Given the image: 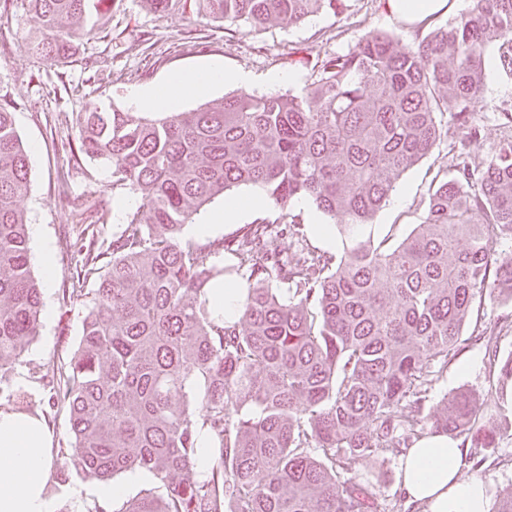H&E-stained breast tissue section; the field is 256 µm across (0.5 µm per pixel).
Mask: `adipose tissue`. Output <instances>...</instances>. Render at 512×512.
I'll list each match as a JSON object with an SVG mask.
<instances>
[{"instance_id":"ef3b65f1","label":"adipose tissue","mask_w":512,"mask_h":512,"mask_svg":"<svg viewBox=\"0 0 512 512\" xmlns=\"http://www.w3.org/2000/svg\"><path fill=\"white\" fill-rule=\"evenodd\" d=\"M447 0H384L390 16L410 25L434 20ZM250 77L210 63L171 76L163 86L130 91L137 109L168 111L184 99ZM53 438L43 421L29 414L0 410V512H54L46 492ZM463 450L444 434H428L415 443L401 466L402 487L422 512H488L484 484L461 474Z\"/></svg>"}]
</instances>
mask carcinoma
<instances>
[{"label":"carcinoma","instance_id":"obj_1","mask_svg":"<svg viewBox=\"0 0 512 512\" xmlns=\"http://www.w3.org/2000/svg\"><path fill=\"white\" fill-rule=\"evenodd\" d=\"M26 2L38 35L23 49L58 62L92 34L105 0ZM193 4L200 20L256 29L334 13L342 0ZM491 47L511 76L512 0H472L412 44L370 30L298 93L240 90L160 116L82 113L77 153L111 166L140 202L112 242L91 230L70 243L83 259L59 292L82 303V336L46 383L73 437L56 481L143 470L164 488L117 512H380L347 461L408 448L428 429L463 448L511 438L512 414L492 398L512 390V354L496 357L492 331L462 337L475 303L512 300V251L500 248L512 243V135L485 160L468 151L483 130L470 104ZM450 100L457 150L429 182L421 222L394 245L373 237L404 174L448 136ZM29 183L28 150L0 105V374L21 362L43 312L18 206ZM239 186L261 188L274 220L205 247L182 238ZM302 198L340 220L341 251L270 247L272 222L305 240ZM222 280L247 284L233 322L206 298ZM477 341L491 353L486 394L458 391L427 408L436 376Z\"/></svg>","mask_w":512,"mask_h":512}]
</instances>
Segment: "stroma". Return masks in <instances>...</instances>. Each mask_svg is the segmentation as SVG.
Here are the masks:
<instances>
[{
	"instance_id": "stroma-1",
	"label": "stroma",
	"mask_w": 512,
	"mask_h": 512,
	"mask_svg": "<svg viewBox=\"0 0 512 512\" xmlns=\"http://www.w3.org/2000/svg\"><path fill=\"white\" fill-rule=\"evenodd\" d=\"M373 28L397 30L404 41L415 32L378 8L375 0H347L344 12L323 13L293 27L249 30L230 23L197 21L191 5L155 14L141 0H112L109 22L83 40L72 61H39L21 47L35 26L22 0H9L0 11V104H10L16 128L30 149V191L21 200L29 224L32 253L49 246L55 274L42 287L43 316L40 334L14 370L0 377V387L25 391L24 412L42 417L56 448L72 442L69 418L50 408L42 376L77 348L82 325L78 312L64 311L58 289L70 277L78 257L70 240L89 224H99L102 237L119 230L116 204L132 197L129 187L113 184L111 168L102 162L73 158L78 143L80 114L99 107L130 111L132 89L162 83L170 75L216 62L253 78L252 91L267 92L265 78L273 72L296 75L280 92L301 91L311 69L326 56L348 51ZM512 105V77L487 71L483 94L473 108L483 120L481 138L470 151L490 157L497 148L500 111ZM448 142H441L405 174L401 187L375 217L374 237L401 241L420 223L428 184L448 163ZM489 356L475 345L462 351L433 382L429 405L459 390L485 393ZM467 456H482L479 471L463 464L464 475L483 482L490 500L512 493V439L503 440L492 455L467 449ZM401 452L390 450L372 461L353 460L349 474L367 484L386 512H417L410 507L400 484ZM99 481L71 474L67 482L52 484L49 495L56 512H91L98 501ZM80 497H73V490Z\"/></svg>"
}]
</instances>
